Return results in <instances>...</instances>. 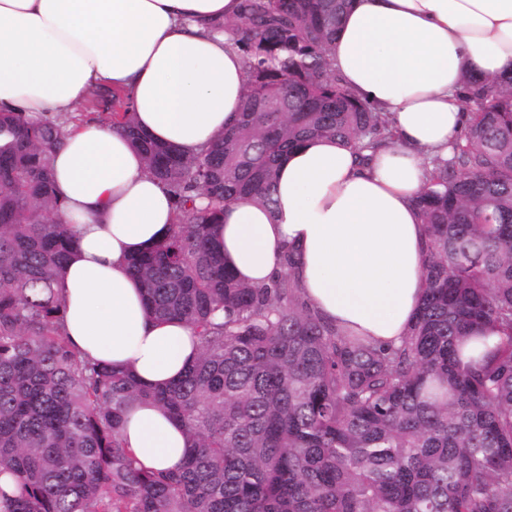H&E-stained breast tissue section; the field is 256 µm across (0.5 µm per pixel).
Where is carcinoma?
I'll return each mask as SVG.
<instances>
[{"label":"carcinoma","mask_w":512,"mask_h":512,"mask_svg":"<svg viewBox=\"0 0 512 512\" xmlns=\"http://www.w3.org/2000/svg\"><path fill=\"white\" fill-rule=\"evenodd\" d=\"M349 2L241 0L224 25L247 67L239 118L197 153L142 136L115 93L92 102L173 197L171 230L130 260L148 314L199 339L172 385L62 333L61 125L0 112V475L16 481L0 512H512V83L462 76L464 131L415 200L424 294L400 344L326 322L300 296L294 251L255 286L213 241L224 207L275 206L277 167L301 144L334 139L367 162L394 142L330 60ZM147 401L185 426L182 468H141L125 445L126 412Z\"/></svg>","instance_id":"1"}]
</instances>
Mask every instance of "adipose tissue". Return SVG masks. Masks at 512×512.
Wrapping results in <instances>:
<instances>
[{"label":"adipose tissue","instance_id":"adipose-tissue-1","mask_svg":"<svg viewBox=\"0 0 512 512\" xmlns=\"http://www.w3.org/2000/svg\"><path fill=\"white\" fill-rule=\"evenodd\" d=\"M239 0H0V111L62 120L54 161L59 223L74 248L62 272V331L91 359L143 384L178 381L199 341L182 321L146 313L131 257L174 221L167 187L127 136L101 121L70 122L93 90L128 99L155 142L191 154L235 117L245 62L224 24ZM347 89L388 114L394 144L368 162L330 139L281 163L276 205L242 201L216 226L225 263L268 282L293 246L292 271L311 308L337 327L397 344L423 295L426 232L414 204L425 160L450 157L465 117L463 73L512 74V0H352L331 47ZM123 439L140 467H180L181 423L152 403L127 415Z\"/></svg>","mask_w":512,"mask_h":512}]
</instances>
